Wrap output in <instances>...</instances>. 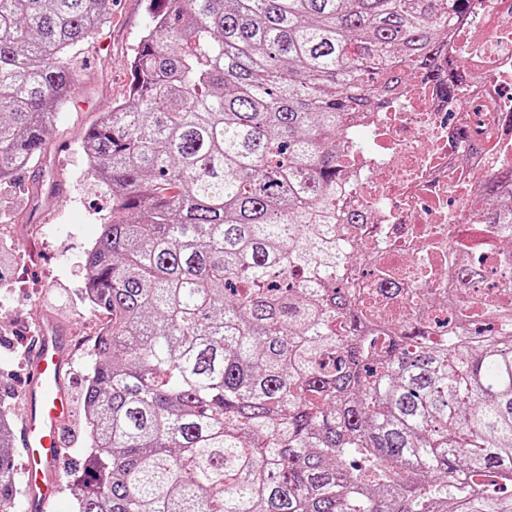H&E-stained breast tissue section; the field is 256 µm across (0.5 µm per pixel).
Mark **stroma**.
<instances>
[{
    "label": "stroma",
    "instance_id": "stroma-1",
    "mask_svg": "<svg viewBox=\"0 0 512 512\" xmlns=\"http://www.w3.org/2000/svg\"><path fill=\"white\" fill-rule=\"evenodd\" d=\"M151 25L149 0H115L111 22L77 54V90L54 112L43 157L0 182V242L11 249L8 279L0 283V390L7 397L0 408L10 423L20 424L26 408L25 357L38 318L66 329L73 397H80L96 360V339L109 317L83 294L84 259L112 197L91 176L82 141L127 97L133 50Z\"/></svg>",
    "mask_w": 512,
    "mask_h": 512
}]
</instances>
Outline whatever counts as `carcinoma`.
Returning <instances> with one entry per match:
<instances>
[{
    "instance_id": "cac0c4a2",
    "label": "carcinoma",
    "mask_w": 512,
    "mask_h": 512,
    "mask_svg": "<svg viewBox=\"0 0 512 512\" xmlns=\"http://www.w3.org/2000/svg\"><path fill=\"white\" fill-rule=\"evenodd\" d=\"M470 0H150L85 134L112 210L85 292L74 512H512V281L376 326L345 277L344 124L439 70ZM112 0H0V181L37 162ZM485 223L512 238V198ZM0 420V500L19 493Z\"/></svg>"
}]
</instances>
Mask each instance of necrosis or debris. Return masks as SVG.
<instances>
[{
	"label": "necrosis or debris",
	"mask_w": 512,
	"mask_h": 512,
	"mask_svg": "<svg viewBox=\"0 0 512 512\" xmlns=\"http://www.w3.org/2000/svg\"><path fill=\"white\" fill-rule=\"evenodd\" d=\"M449 54L464 82L447 98L427 80L406 85L382 112L353 114L350 178L340 209L355 212L354 238L371 257L350 270L357 297L380 315L442 319L448 313V265L458 253L488 255L498 240L481 229L500 168L512 167V0H472L449 33ZM396 269L388 281L370 273L371 258ZM429 294L419 310L416 289Z\"/></svg>",
	"instance_id": "necrosis-or-debris-1"
}]
</instances>
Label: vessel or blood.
Returning a JSON list of instances; mask_svg holds the SVG:
<instances>
[{
    "label": "vessel or blood",
    "mask_w": 512,
    "mask_h": 512,
    "mask_svg": "<svg viewBox=\"0 0 512 512\" xmlns=\"http://www.w3.org/2000/svg\"><path fill=\"white\" fill-rule=\"evenodd\" d=\"M68 363L69 348L62 328L53 320H46L29 356L27 408L19 433L28 458L20 473L29 494L27 512H41L58 485L62 454L59 429L72 413V396L66 381Z\"/></svg>",
    "instance_id": "obj_1"
}]
</instances>
